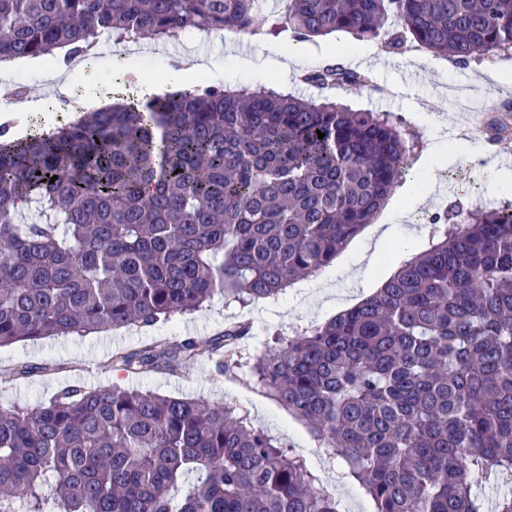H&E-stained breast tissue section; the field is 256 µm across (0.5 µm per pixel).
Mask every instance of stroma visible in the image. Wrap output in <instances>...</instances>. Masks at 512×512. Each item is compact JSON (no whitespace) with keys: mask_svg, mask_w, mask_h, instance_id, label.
<instances>
[{"mask_svg":"<svg viewBox=\"0 0 512 512\" xmlns=\"http://www.w3.org/2000/svg\"><path fill=\"white\" fill-rule=\"evenodd\" d=\"M292 44L285 33L226 41L215 32L195 31L187 41L175 36L161 41L142 40L138 46L141 55L156 60L160 71L191 49L223 59L225 86L275 87L304 99L319 97L320 92L302 81V72L320 66L328 56L342 54L349 66L369 72L372 85L341 90L337 96L356 110L396 114L417 141L408 174L376 217L377 223L393 226L396 239L406 242L407 252L391 261L382 260L374 278L359 276V269L374 249L371 231L366 228L330 266L295 281L275 301H261L244 309L228 308L223 298L217 297L194 313L152 328L129 326L2 347L0 405L34 406L47 402L68 385L87 389L116 385L230 404L247 411L256 428L306 456L325 490L335 498L338 512H374L373 501L359 484L342 477L339 466L327 464L324 449L318 448L304 424L255 384L250 367L265 351L271 332L290 336L324 323L374 293L399 264L426 250L432 214L453 205L464 209L512 205V187L500 181L501 170H512V128L492 146L456 133L458 127L471 121L473 113H481L488 122L497 117L501 103L512 102V54L486 55L459 67L442 56L421 51L393 54L377 40L329 35L302 43L299 70L285 75L269 72L266 60L271 51L285 50ZM430 184L436 186V193L426 204L413 205L414 191ZM234 317L248 320L252 326L250 336L238 345L242 366L236 377L218 375L213 363L205 360L185 366L174 376H132L112 368L110 356L116 349L140 347L159 334L204 342ZM21 365L30 367V375L15 376V368Z\"/></svg>","mask_w":512,"mask_h":512,"instance_id":"stroma-1","label":"stroma"}]
</instances>
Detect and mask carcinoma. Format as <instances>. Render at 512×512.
I'll return each mask as SVG.
<instances>
[{"instance_id":"obj_1","label":"carcinoma","mask_w":512,"mask_h":512,"mask_svg":"<svg viewBox=\"0 0 512 512\" xmlns=\"http://www.w3.org/2000/svg\"><path fill=\"white\" fill-rule=\"evenodd\" d=\"M403 20L387 30L389 15ZM226 28L345 33L465 67L512 51V0H0V61L87 53L103 35ZM326 94L198 85L96 109L45 138L0 125V347L130 324L217 296L245 308L331 264L388 201L414 145L389 112L329 96L370 84L334 60ZM325 133L318 138L317 132ZM58 176L54 183L49 179ZM40 221L24 223L31 204ZM434 243L379 291L252 366L260 387L339 459L375 512H512V208L449 209ZM250 332L153 336L112 352L131 375L216 357ZM498 491L486 501L482 489ZM0 512H337L307 459L243 409L114 386L0 407Z\"/></svg>"}]
</instances>
